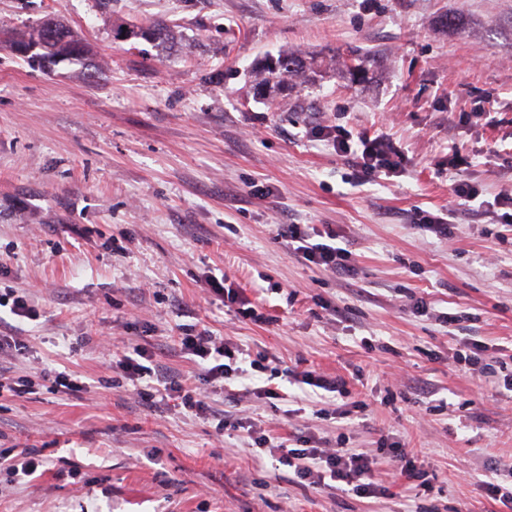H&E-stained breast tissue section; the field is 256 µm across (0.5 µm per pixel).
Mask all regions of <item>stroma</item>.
<instances>
[{"label":"stroma","mask_w":512,"mask_h":512,"mask_svg":"<svg viewBox=\"0 0 512 512\" xmlns=\"http://www.w3.org/2000/svg\"><path fill=\"white\" fill-rule=\"evenodd\" d=\"M448 11L465 31L435 26ZM50 17L109 67L48 75L0 48V289L41 312L0 322L24 343L0 371L34 382L0 396V448L44 461L23 482L0 472V512H512L480 489L492 459L512 483V399L502 375L476 385L456 359L465 335L512 349V227L494 201L512 183V0H0L5 31ZM154 20L175 46L119 36ZM285 47L322 60L323 77L255 95L252 68ZM357 57L373 61L362 81L347 70ZM314 126L385 136L407 166L361 182ZM454 147L465 174L448 165ZM463 175L478 197L452 235L415 228L416 210L454 207ZM278 224L332 225L359 284L300 263ZM124 236L125 254L112 248ZM221 275L224 301L204 289ZM415 297L462 314L463 334L414 313ZM247 301L264 321L237 319ZM343 305L353 320L328 316ZM183 324L347 382L348 396L299 411L215 395L225 419L400 444L424 460L429 492L392 485L386 459L376 478L391 495L317 492L211 417L153 411L111 383L97 336L169 346ZM44 368L90 389L52 392Z\"/></svg>","instance_id":"1"}]
</instances>
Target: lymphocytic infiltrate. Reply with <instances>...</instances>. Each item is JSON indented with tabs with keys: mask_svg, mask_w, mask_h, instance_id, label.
<instances>
[{
	"mask_svg": "<svg viewBox=\"0 0 512 512\" xmlns=\"http://www.w3.org/2000/svg\"><path fill=\"white\" fill-rule=\"evenodd\" d=\"M321 137L330 141L336 153L347 159L362 181L369 182L380 176H394L405 168L406 156L400 147L382 136L359 137L351 141L342 131L321 130ZM276 235L285 242L288 250L306 266L336 274L338 278L353 280L358 268L351 251L336 246L333 228L323 230L322 241H315L313 232L297 224H280ZM179 348L184 358L204 360L205 368L194 382L178 377L162 378L157 373V362L164 353L162 345L147 346L136 343L112 353V366L123 378L132 382L141 401L148 406L174 400L190 414H211L217 430H224V414L214 409L212 395L224 391L234 381L245 384V392L256 398L276 396V389L254 386L259 362L242 367L238 347L223 338L211 335L207 330H195L186 326ZM293 447L283 448L278 461L292 468L295 476L310 481L314 488L331 491L339 486L370 498L387 494L386 486L374 480L379 464L377 454L347 447L344 437H337L332 448L313 446L312 438L304 431L293 434Z\"/></svg>",
	"mask_w": 512,
	"mask_h": 512,
	"instance_id": "f902f5d3",
	"label": "lymphocytic infiltrate"
}]
</instances>
